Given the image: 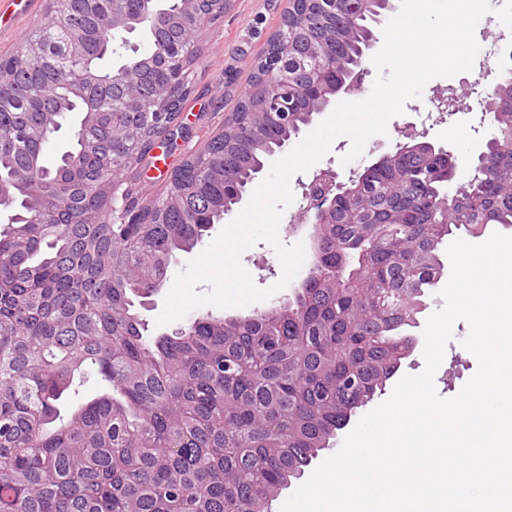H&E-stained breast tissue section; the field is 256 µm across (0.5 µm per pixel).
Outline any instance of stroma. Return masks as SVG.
Returning <instances> with one entry per match:
<instances>
[{
  "label": "stroma",
  "mask_w": 512,
  "mask_h": 512,
  "mask_svg": "<svg viewBox=\"0 0 512 512\" xmlns=\"http://www.w3.org/2000/svg\"><path fill=\"white\" fill-rule=\"evenodd\" d=\"M287 7L288 0H230L223 18L203 35L198 44V59L189 75L194 92L184 108L188 138L182 149L169 155L167 168L177 167L186 152L202 150L208 140L223 131L225 117L245 90L255 60L264 50L269 36L279 28ZM45 8L46 0H30L26 5L21 0H0V54L12 51L43 21ZM499 78L500 70L496 67L483 74L474 70L451 78H435L426 85L421 98L407 101L403 113L389 121L387 135L369 139L361 158L346 166L341 164L340 158L350 146L349 140L342 137L334 142L331 151L318 161L317 166L333 170L339 181H347L352 171L373 164L379 155L400 143L406 124L414 123L426 127L427 141L452 150L457 158L459 176H467L476 165L477 150L494 131L492 118L484 116L479 105L480 96ZM451 88L460 94L456 112L439 121L430 120L428 113L432 100ZM312 178V172L307 171L295 174L290 180L294 201L284 212L279 227V236L285 245L300 242L308 249L313 246L307 227L292 221L303 204L302 186ZM241 263L255 284L262 288L276 283L282 275L276 252L264 242L248 249ZM468 332L466 322L455 324L454 339L448 344L434 377L440 397L457 395L477 371L476 358L460 344Z\"/></svg>",
  "instance_id": "obj_1"
}]
</instances>
